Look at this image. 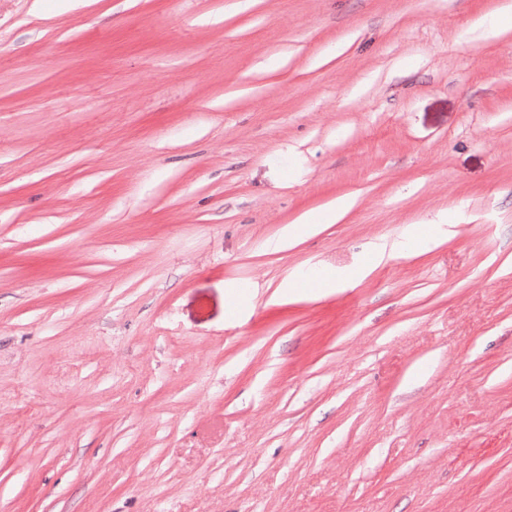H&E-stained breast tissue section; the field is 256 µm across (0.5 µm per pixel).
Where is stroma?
I'll return each instance as SVG.
<instances>
[{
    "label": "stroma",
    "instance_id": "1",
    "mask_svg": "<svg viewBox=\"0 0 512 512\" xmlns=\"http://www.w3.org/2000/svg\"><path fill=\"white\" fill-rule=\"evenodd\" d=\"M0 512H512V0H0ZM352 206L348 198H339L329 203L325 211L317 216L314 213L303 214L296 224L287 225L279 237L272 243L275 249L288 246L303 235L312 233L320 224L336 223Z\"/></svg>",
    "mask_w": 512,
    "mask_h": 512
}]
</instances>
